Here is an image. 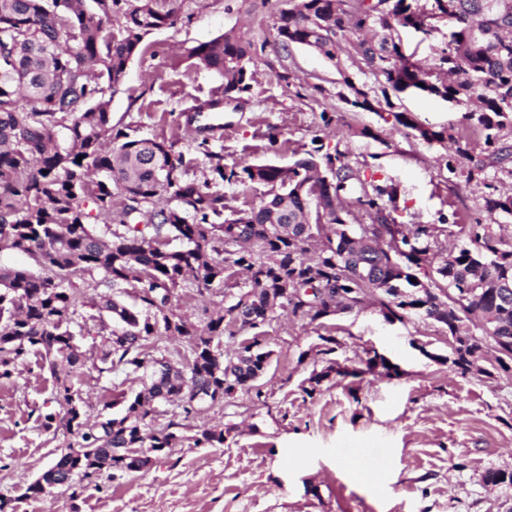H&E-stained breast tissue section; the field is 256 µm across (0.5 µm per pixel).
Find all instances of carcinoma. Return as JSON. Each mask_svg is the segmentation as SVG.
Segmentation results:
<instances>
[{
	"mask_svg": "<svg viewBox=\"0 0 512 512\" xmlns=\"http://www.w3.org/2000/svg\"><path fill=\"white\" fill-rule=\"evenodd\" d=\"M429 2L432 18L450 22V31L436 52L416 60L403 52L401 32L419 17V0H288L275 25L283 49L305 46L341 68L346 105L440 144L448 174L483 184L485 221L452 214L454 223L468 222L466 242L450 240L442 253L443 217L417 229L431 237L432 251L401 258L391 247L398 185L365 182L337 147L316 146L287 167L258 162L239 171L209 153L212 177L199 186L182 179L184 157L173 145L114 128L112 100L129 63L146 35L175 24L178 0H0V247L41 266L39 275L0 266V378L30 352L44 356L59 407L44 415V428L73 437L71 449H101L93 460L56 457L62 478L77 487L101 464L111 477L139 472L185 439L224 444L220 427L186 437L181 422L157 429L156 418L171 402L186 419L198 413L192 401L200 393L222 408L254 388L271 356L262 333L231 351L224 340L280 310L321 327L331 315L370 306L388 321L423 316L448 330L441 363L466 375L490 350L496 369L512 373V188L503 189L512 181V0ZM187 59L217 74L229 98L251 87L253 44L238 32L188 49ZM344 60L371 84H357ZM401 94L451 104L483 131L484 155L471 154L458 128L436 130L394 110L391 96ZM226 182L266 184L268 198L226 218ZM96 224L111 238L98 236ZM95 274L104 291L88 298L78 281ZM401 276L399 299L389 283ZM189 281L238 293L228 306L204 309L197 325L172 308ZM308 287L329 294L297 295ZM128 288L131 306L119 299ZM89 319L102 364L150 372L134 396L112 397L122 414L94 422L74 383L84 366L76 336ZM160 335L185 340V366L160 362L150 342ZM387 363L376 352L351 375H388L395 367Z\"/></svg>",
	"mask_w": 512,
	"mask_h": 512,
	"instance_id": "carcinoma-1",
	"label": "carcinoma"
}]
</instances>
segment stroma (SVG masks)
Masks as SVG:
<instances>
[{"label":"stroma","instance_id":"1","mask_svg":"<svg viewBox=\"0 0 512 512\" xmlns=\"http://www.w3.org/2000/svg\"><path fill=\"white\" fill-rule=\"evenodd\" d=\"M284 0H181L174 26L144 39L112 101L114 124L142 137L173 143L189 164L184 180L211 177L208 153L225 167L304 157L322 137L326 148L344 139V127H383L372 112L352 111L338 93L336 66L300 45L281 48L275 23ZM257 49L248 92L224 103L221 133L187 132L188 108L207 102L224 82L185 60L186 50L227 31ZM398 110L440 128L461 115L445 101L418 95L395 99ZM384 129L385 143L344 139L348 159L363 179L399 186L401 224H436L453 211H478L482 190L455 184L440 159L442 148L405 128ZM206 150H199V143ZM340 345L319 354L317 324L280 314L264 327L272 352L258 391H241L223 410L187 422V434L221 425L224 445H176L143 472L83 481L78 496L64 487L35 499L26 488L49 466L63 434L44 429L40 415L55 410L52 379L37 353L13 376L0 379V496L16 512H512V485L487 482L488 473L512 471V375L448 369L441 324L412 317L385 322L378 309L330 316ZM325 325V326H326ZM100 338L84 333L87 356L81 390L90 416L106 415L113 391L134 395L139 375L98 373ZM387 356L392 376H330L309 390L312 372L353 366L367 351ZM383 471L382 483L357 482L345 463Z\"/></svg>","mask_w":512,"mask_h":512}]
</instances>
